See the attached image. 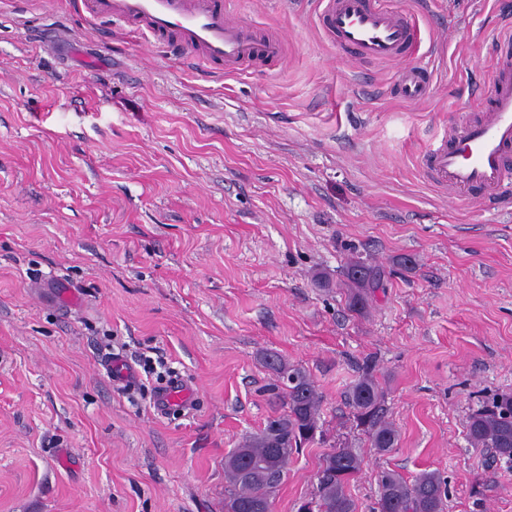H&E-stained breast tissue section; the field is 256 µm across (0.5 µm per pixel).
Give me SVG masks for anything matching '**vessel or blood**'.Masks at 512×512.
Instances as JSON below:
<instances>
[{"label": "vessel or blood", "instance_id": "vessel-or-blood-1", "mask_svg": "<svg viewBox=\"0 0 512 512\" xmlns=\"http://www.w3.org/2000/svg\"><path fill=\"white\" fill-rule=\"evenodd\" d=\"M97 20L136 28L190 58L232 73L255 60L282 58L284 41L229 16L224 0H80ZM324 37L358 63L396 62L402 66L399 93L419 100L429 84L410 58L419 50L415 19L389 0H317ZM488 105L480 120L442 136L423 157L431 179L461 193L489 189L512 179V65L498 64L488 79ZM192 389L173 379L159 394L157 410L187 405Z\"/></svg>", "mask_w": 512, "mask_h": 512}]
</instances>
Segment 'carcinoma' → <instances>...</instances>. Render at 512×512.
Listing matches in <instances>:
<instances>
[{
    "label": "carcinoma",
    "mask_w": 512,
    "mask_h": 512,
    "mask_svg": "<svg viewBox=\"0 0 512 512\" xmlns=\"http://www.w3.org/2000/svg\"><path fill=\"white\" fill-rule=\"evenodd\" d=\"M347 307L362 315L370 297L383 287L374 269L361 260H351L344 271ZM265 363L278 378L270 388L285 404L284 412L267 419L263 428L242 441L224 457V512H252L253 506L270 500L281 483L288 457L302 445L324 440L320 425L321 396L310 373L275 354ZM385 394L372 374L363 369L351 386L347 400L355 426L363 431L372 448L388 453L398 445L397 429L383 416ZM466 436L488 468L501 460L512 462V393L485 397L468 417ZM362 459L343 442L323 455L315 474L311 500L315 512H356L349 494L351 482L361 472ZM447 482L437 471H424L408 481L391 470L378 475V498L373 512H445Z\"/></svg>",
    "instance_id": "1"
}]
</instances>
